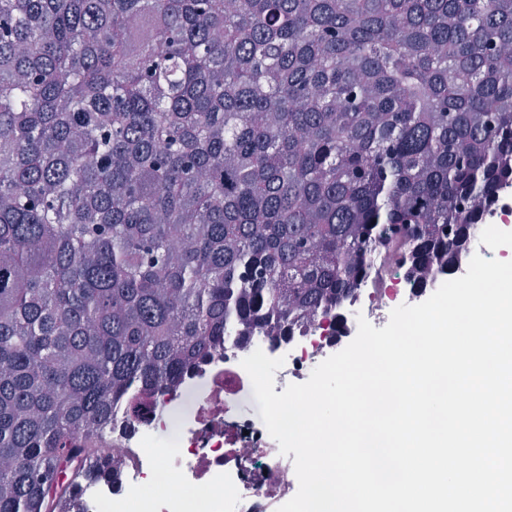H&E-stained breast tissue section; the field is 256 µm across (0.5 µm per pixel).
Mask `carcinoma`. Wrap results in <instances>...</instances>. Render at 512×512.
Masks as SVG:
<instances>
[{"mask_svg": "<svg viewBox=\"0 0 512 512\" xmlns=\"http://www.w3.org/2000/svg\"><path fill=\"white\" fill-rule=\"evenodd\" d=\"M510 188L512 0H0V512H82L114 407L340 340L380 259L425 293Z\"/></svg>", "mask_w": 512, "mask_h": 512, "instance_id": "1", "label": "carcinoma"}]
</instances>
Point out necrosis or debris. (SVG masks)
<instances>
[{"instance_id":"obj_1","label":"necrosis or debris","mask_w":512,"mask_h":512,"mask_svg":"<svg viewBox=\"0 0 512 512\" xmlns=\"http://www.w3.org/2000/svg\"><path fill=\"white\" fill-rule=\"evenodd\" d=\"M334 347L317 335L279 344L261 335L246 348L225 345L185 378L183 388L196 401L176 413L178 434L171 447L153 442L156 429L166 423L153 400H145L133 420L115 409L112 463L118 478L87 493L85 512H133L132 503L147 481L164 489L153 512H195L198 502L203 512H277L298 483L293 460L279 455L266 427L244 417L225 418V400L233 392L251 389L241 362L254 350L283 358L274 376L275 389L281 392L305 379L315 360ZM268 468L281 471L278 483H268Z\"/></svg>"}]
</instances>
